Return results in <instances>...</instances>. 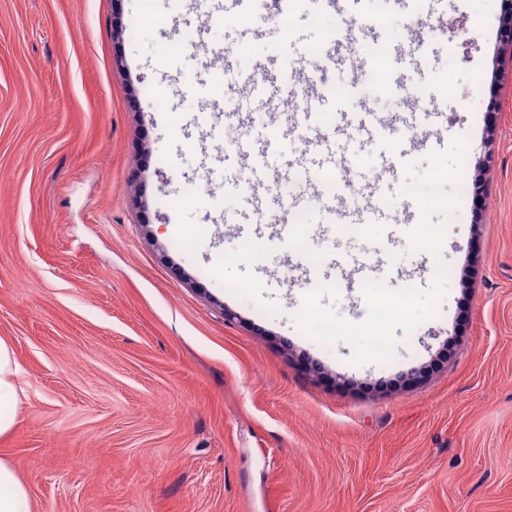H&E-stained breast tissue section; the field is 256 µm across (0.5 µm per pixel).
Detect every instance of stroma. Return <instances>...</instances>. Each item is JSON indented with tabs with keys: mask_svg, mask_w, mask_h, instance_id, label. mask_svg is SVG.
<instances>
[{
	"mask_svg": "<svg viewBox=\"0 0 512 512\" xmlns=\"http://www.w3.org/2000/svg\"><path fill=\"white\" fill-rule=\"evenodd\" d=\"M511 6L290 0L275 27L202 26L192 0H0V337L24 391L0 458L33 512H512V52L497 38ZM417 8L444 26L382 94L334 35L388 16L357 53L367 62ZM312 49L322 83L306 95L293 62ZM213 66L257 77L264 111L225 123L202 86ZM413 88L439 118L409 120ZM361 99L389 142L340 133ZM463 135L441 256L409 253L405 165L427 168ZM247 142L305 223H243L229 177L250 178ZM345 155V202L386 200L354 235L302 175ZM440 260L438 311L391 360H356L294 320L326 282L323 307L367 320L333 264L425 291Z\"/></svg>",
	"mask_w": 512,
	"mask_h": 512,
	"instance_id": "35a3bbf8",
	"label": "stroma"
}]
</instances>
